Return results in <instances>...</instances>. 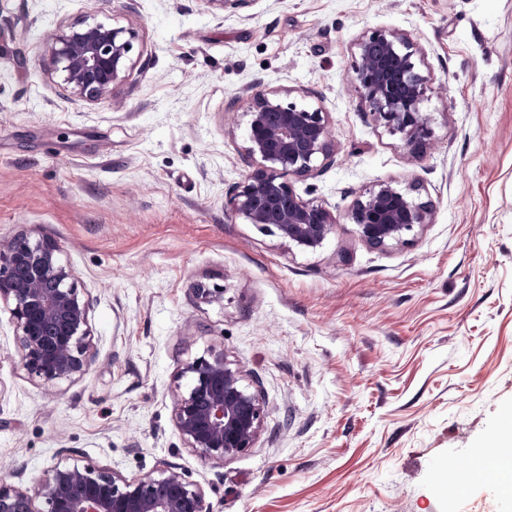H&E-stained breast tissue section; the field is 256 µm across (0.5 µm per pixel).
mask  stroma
Listing matches in <instances>:
<instances>
[{"mask_svg": "<svg viewBox=\"0 0 512 512\" xmlns=\"http://www.w3.org/2000/svg\"><path fill=\"white\" fill-rule=\"evenodd\" d=\"M133 29L107 102L43 65L61 29ZM407 33L435 137L413 155L352 82L357 41ZM328 112L336 153L290 183L335 220L304 252L228 204L255 170L249 92ZM416 183L433 221L377 248L350 212ZM47 237L90 303L94 359L47 386L20 366L0 304V475L36 486L71 457L137 478L173 468L212 512H505L472 477L512 417V0H0V236ZM223 291L201 299L198 287ZM223 354L264 405L253 448H188L184 363Z\"/></svg>", "mask_w": 512, "mask_h": 512, "instance_id": "1", "label": "stroma"}]
</instances>
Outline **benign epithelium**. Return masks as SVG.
Masks as SVG:
<instances>
[{
  "mask_svg": "<svg viewBox=\"0 0 512 512\" xmlns=\"http://www.w3.org/2000/svg\"><path fill=\"white\" fill-rule=\"evenodd\" d=\"M137 34L123 26L71 25L47 45L50 71L61 74L70 96L106 102L133 65ZM354 82L376 121L403 147L421 151L432 139V115L421 109L429 87L419 51L395 30H374L356 43ZM281 94L250 95L246 155L257 168L236 186L231 211L250 224L275 228L299 247L315 249L333 229L331 213L303 200L287 181L321 171L335 147L328 113ZM350 218L374 247L403 243L432 223L433 204L419 188L379 182L363 190ZM5 302L19 339V362L45 385L81 375L91 357L89 304L57 244L26 232L0 237V302ZM175 425L188 447L210 460L234 457L254 446L264 406L242 384L240 371L222 354L184 364ZM0 512H210L204 493L170 469L128 479L90 464H57L30 489L0 478Z\"/></svg>",
  "mask_w": 512,
  "mask_h": 512,
  "instance_id": "obj_1",
  "label": "benign epithelium"
}]
</instances>
